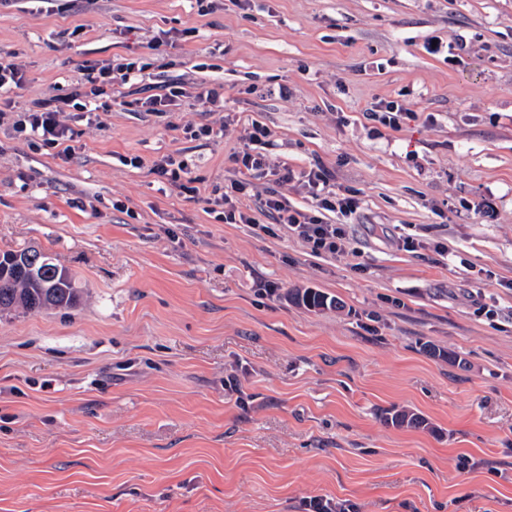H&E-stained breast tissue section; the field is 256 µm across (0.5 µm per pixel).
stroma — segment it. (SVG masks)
Masks as SVG:
<instances>
[{
  "label": "stroma",
  "instance_id": "obj_1",
  "mask_svg": "<svg viewBox=\"0 0 512 512\" xmlns=\"http://www.w3.org/2000/svg\"><path fill=\"white\" fill-rule=\"evenodd\" d=\"M212 3L0 9V55L28 79L0 119V251L42 249L82 290L77 309L0 318V512H512V0ZM169 30L126 105L63 113L74 160L15 132L84 61ZM167 79L222 86L223 109L134 107ZM381 101L417 117L367 119ZM254 121L271 173L252 208L315 214L274 172L322 165L360 199L326 215L343 252L208 212ZM166 156L196 198L152 174ZM296 288L339 305L306 310Z\"/></svg>",
  "mask_w": 512,
  "mask_h": 512
}]
</instances>
